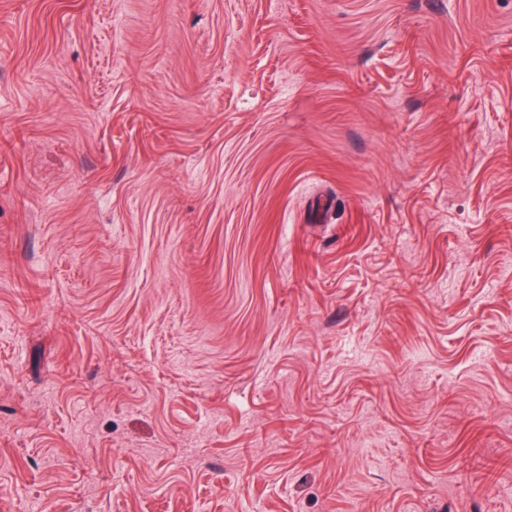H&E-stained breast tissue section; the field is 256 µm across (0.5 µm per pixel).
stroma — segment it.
<instances>
[{
	"label": "stroma",
	"mask_w": 512,
	"mask_h": 512,
	"mask_svg": "<svg viewBox=\"0 0 512 512\" xmlns=\"http://www.w3.org/2000/svg\"><path fill=\"white\" fill-rule=\"evenodd\" d=\"M0 512H512V0H0Z\"/></svg>",
	"instance_id": "stroma-1"
}]
</instances>
